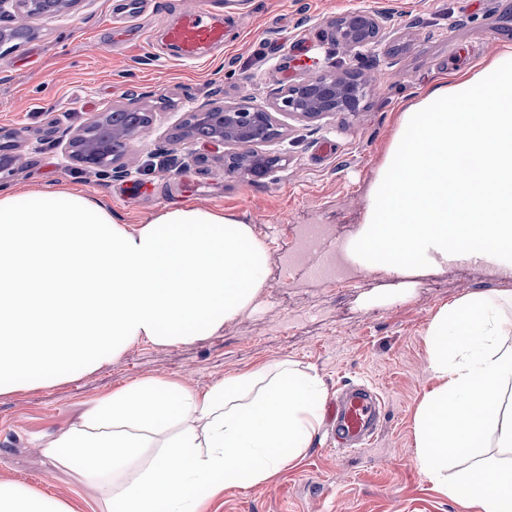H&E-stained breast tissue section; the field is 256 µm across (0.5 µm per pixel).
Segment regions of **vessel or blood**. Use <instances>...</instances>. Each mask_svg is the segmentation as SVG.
Listing matches in <instances>:
<instances>
[{
    "instance_id": "vessel-or-blood-1",
    "label": "vessel or blood",
    "mask_w": 512,
    "mask_h": 512,
    "mask_svg": "<svg viewBox=\"0 0 512 512\" xmlns=\"http://www.w3.org/2000/svg\"><path fill=\"white\" fill-rule=\"evenodd\" d=\"M225 36V25L211 10L209 0H194L166 31L167 41L187 61L199 60L207 49L223 45ZM382 407L372 386L351 385L333 410L337 449L353 451L367 446L378 432Z\"/></svg>"
}]
</instances>
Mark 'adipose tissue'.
I'll list each match as a JSON object with an SVG mask.
<instances>
[{"mask_svg":"<svg viewBox=\"0 0 512 512\" xmlns=\"http://www.w3.org/2000/svg\"><path fill=\"white\" fill-rule=\"evenodd\" d=\"M397 126L351 254L395 273L470 260L511 271L512 51L432 85ZM265 259L251 226L217 210L174 205L131 226L74 187L0 193V393L94 371L143 339L218 331L260 294ZM426 336L437 385L416 415L418 463L445 496L470 481L479 512H512V294L463 295ZM326 398L288 360L204 390L139 378L90 401L41 452L77 467L101 512H207L239 473L260 483L301 458ZM489 434L500 455L450 479L449 461ZM0 512L75 510L0 482Z\"/></svg>","mask_w":512,"mask_h":512,"instance_id":"1","label":"adipose tissue"}]
</instances>
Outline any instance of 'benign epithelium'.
Returning <instances> with one entry per match:
<instances>
[{
  "label": "benign epithelium",
  "mask_w": 512,
  "mask_h": 512,
  "mask_svg": "<svg viewBox=\"0 0 512 512\" xmlns=\"http://www.w3.org/2000/svg\"><path fill=\"white\" fill-rule=\"evenodd\" d=\"M76 0H0V18L38 9V15H61L68 12ZM383 17L376 14H351L336 20V36L351 48L367 43L370 36L381 33ZM355 74L344 71L320 74L281 90L277 102L270 107L241 101L230 105L203 103L183 113L171 139L173 144L202 141L215 148L234 146L240 151L225 158L227 167L245 177H262L280 162V157L254 149L255 128L264 125L274 137L281 135L276 114H288L307 122H318L335 112H348L353 104ZM94 122L100 124L101 135L88 139L80 129L67 142L68 157L89 166L106 153L117 137L130 139L127 133L112 126L110 114L102 113Z\"/></svg>",
  "instance_id": "obj_1"
}]
</instances>
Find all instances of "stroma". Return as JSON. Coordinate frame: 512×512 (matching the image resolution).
I'll return each instance as SVG.
<instances>
[{
	"mask_svg": "<svg viewBox=\"0 0 512 512\" xmlns=\"http://www.w3.org/2000/svg\"><path fill=\"white\" fill-rule=\"evenodd\" d=\"M188 2L142 0L146 41L125 26L120 0H79L66 14L29 19L26 42L0 43V133L22 136L10 170L0 173V192L76 186L132 225L183 203L235 214L257 237L270 232L279 242L267 250L265 286L250 308L193 343L138 342L71 380L1 393L0 482L99 512L75 469L53 468L39 452L86 403L138 378L186 375L204 389L291 360L317 373L332 397L346 384L371 382L384 401L379 434L341 453L328 445L331 425L323 423L295 464L268 482L229 485L209 512H472L469 494L443 495L417 466L415 418L437 384L426 330L463 294L512 292V275L480 260L415 263L399 273L361 267L351 287L338 289L305 270L283 274L281 250L296 224L337 225L340 244L350 245L399 111L435 82L512 48V0H211L232 39L195 62L165 38ZM359 11L384 16L385 32L353 49L337 39L333 22ZM344 69L369 79L359 111L317 123L281 115V136L260 146L280 158L266 176L225 169L212 147L170 143L191 106L242 99L266 106L286 85ZM115 107L152 114L128 142L125 177L87 170L65 154L70 134ZM195 154L206 163L194 164Z\"/></svg>",
	"mask_w": 512,
	"mask_h": 512,
	"instance_id": "1",
	"label": "stroma"
}]
</instances>
